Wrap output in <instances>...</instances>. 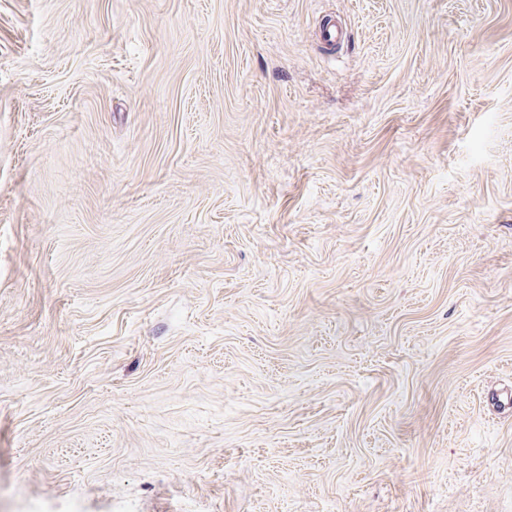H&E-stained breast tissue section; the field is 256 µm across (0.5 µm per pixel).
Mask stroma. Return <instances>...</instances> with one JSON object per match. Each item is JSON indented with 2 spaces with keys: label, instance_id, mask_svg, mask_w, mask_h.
<instances>
[{
  "label": "stroma",
  "instance_id": "1",
  "mask_svg": "<svg viewBox=\"0 0 512 512\" xmlns=\"http://www.w3.org/2000/svg\"><path fill=\"white\" fill-rule=\"evenodd\" d=\"M510 394L512 0H0V512H512Z\"/></svg>",
  "mask_w": 512,
  "mask_h": 512
}]
</instances>
